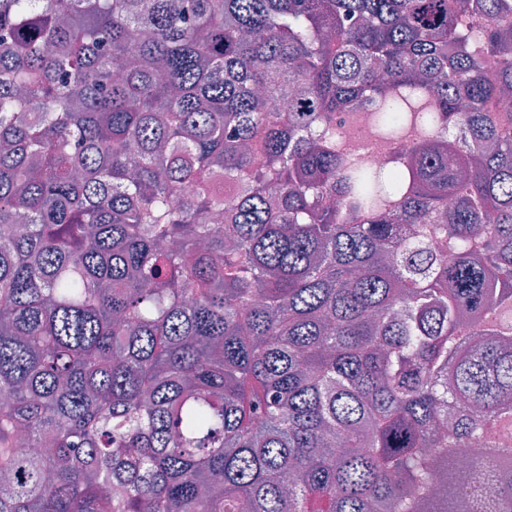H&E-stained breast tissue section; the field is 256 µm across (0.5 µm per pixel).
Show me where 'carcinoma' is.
Returning a JSON list of instances; mask_svg holds the SVG:
<instances>
[{"mask_svg": "<svg viewBox=\"0 0 512 512\" xmlns=\"http://www.w3.org/2000/svg\"><path fill=\"white\" fill-rule=\"evenodd\" d=\"M1 469L0 512H512V0H0Z\"/></svg>", "mask_w": 512, "mask_h": 512, "instance_id": "carcinoma-1", "label": "carcinoma"}]
</instances>
